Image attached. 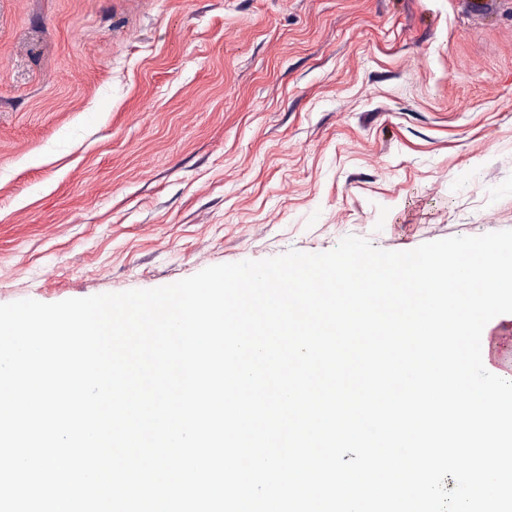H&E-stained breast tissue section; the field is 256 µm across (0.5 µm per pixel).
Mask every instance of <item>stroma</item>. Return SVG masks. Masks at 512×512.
<instances>
[{"mask_svg": "<svg viewBox=\"0 0 512 512\" xmlns=\"http://www.w3.org/2000/svg\"><path fill=\"white\" fill-rule=\"evenodd\" d=\"M512 230V0H0V304Z\"/></svg>", "mask_w": 512, "mask_h": 512, "instance_id": "stroma-1", "label": "stroma"}]
</instances>
